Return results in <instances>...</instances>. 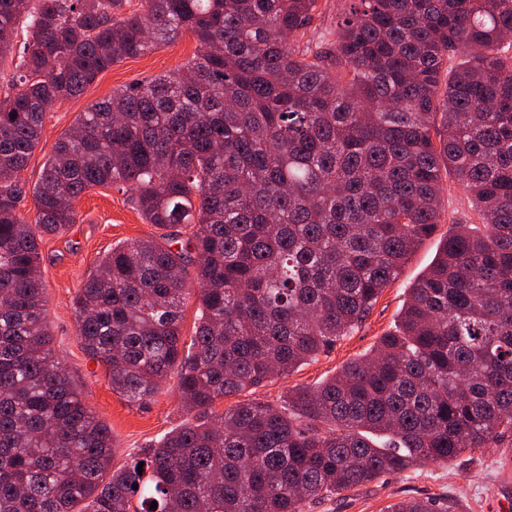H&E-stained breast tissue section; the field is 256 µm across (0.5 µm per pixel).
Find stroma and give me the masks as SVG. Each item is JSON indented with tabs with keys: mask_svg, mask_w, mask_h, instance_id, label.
Returning a JSON list of instances; mask_svg holds the SVG:
<instances>
[{
	"mask_svg": "<svg viewBox=\"0 0 512 512\" xmlns=\"http://www.w3.org/2000/svg\"><path fill=\"white\" fill-rule=\"evenodd\" d=\"M348 9L349 0H318L303 43L331 39ZM197 52L194 37L184 35L149 54L112 66L87 85L80 96L55 105L46 116L41 140L23 172L27 186L40 181L56 142L70 131L81 112L109 98L118 88L177 70ZM441 204L444 216L435 232L415 248L396 278L381 292L369 315L349 336L289 375L271 379L261 387L243 392L241 397H225L214 405V413H223L240 398L284 404L290 390L318 386L347 362L369 353L381 336L394 331L409 289L429 268L453 225L479 221L468 194L454 176L444 178ZM76 211V222L66 233L45 235L39 242L40 274L53 336L52 348L84 402L110 428L117 445L113 463L119 466L130 455L155 444L182 425L187 415L180 405L177 379L173 376L162 384L156 398L143 406L113 392L104 366L89 357L83 348L74 301L85 279L95 272L101 258L113 246L155 239L161 230L144 220L130 194L112 186H95L83 191L76 202ZM427 496L448 502L453 512H493L495 507L512 502V436L447 463L384 476L378 482L313 505L309 512H385L397 500Z\"/></svg>",
	"mask_w": 512,
	"mask_h": 512,
	"instance_id": "1",
	"label": "stroma"
}]
</instances>
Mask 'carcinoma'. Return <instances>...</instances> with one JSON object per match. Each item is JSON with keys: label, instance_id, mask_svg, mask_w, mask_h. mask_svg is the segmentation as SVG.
<instances>
[{"label": "carcinoma", "instance_id": "obj_1", "mask_svg": "<svg viewBox=\"0 0 512 512\" xmlns=\"http://www.w3.org/2000/svg\"><path fill=\"white\" fill-rule=\"evenodd\" d=\"M317 2L0 0V61L23 40L0 97V512H308L512 433V0H351L333 40L302 49L289 38ZM187 32L197 56L80 114L21 218L46 113ZM445 173L485 223L453 225L395 331L281 406L214 417L367 317L440 223ZM96 185L173 233L112 247L76 295L78 335L129 402L177 373L189 414L118 468L54 357L40 275L41 236ZM183 319H182V336L185 341L190 342L191 336L194 335L195 327L197 326V318L199 315V299L197 294L187 295L184 301L183 307Z\"/></svg>", "mask_w": 512, "mask_h": 512}]
</instances>
